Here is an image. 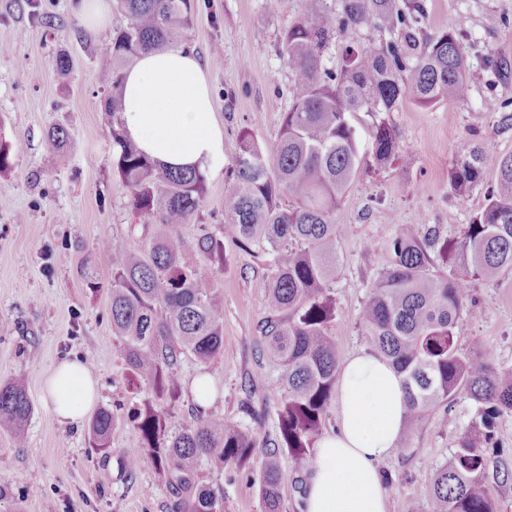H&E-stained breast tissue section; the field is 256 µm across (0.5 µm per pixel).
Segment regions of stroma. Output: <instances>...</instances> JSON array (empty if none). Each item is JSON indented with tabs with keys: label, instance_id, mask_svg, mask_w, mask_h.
<instances>
[{
	"label": "stroma",
	"instance_id": "35a3bbf8",
	"mask_svg": "<svg viewBox=\"0 0 512 512\" xmlns=\"http://www.w3.org/2000/svg\"><path fill=\"white\" fill-rule=\"evenodd\" d=\"M428 32L462 30L473 46L471 92L461 101L421 107L406 101L390 113L405 167L377 165L362 173L336 210L339 241L337 315L330 327L340 358L369 351L361 310L385 268L387 238L420 224L439 225L454 239L485 204L483 189L453 197L448 181L455 139L478 131L487 146L512 153V130L499 128L495 106L512 104V77L493 76L488 55L512 61V0H423ZM74 0H0V144L11 167L0 172V382L22 378L34 413L27 441L16 447L0 432V487L9 492L0 512H171L173 501L161 475L146 467L130 476L125 451L138 447V433L124 420L127 371L115 353L108 282L119 239L129 249L144 245L131 225L129 194L112 169V115L106 112L96 53L111 32L88 33L73 12ZM189 49L199 56L213 87L216 117L224 127V158L232 160L240 129L273 150L291 96L288 70L277 52L282 31L295 21L302 0L269 14L264 0H193ZM68 53L71 68L60 74L55 59ZM69 133V162L59 166L46 133ZM224 178L208 176L204 207L181 233L194 238L223 223ZM223 268L214 270L224 300V354L201 364L183 360V393L176 421L188 420L196 376L208 374L210 409L241 421V404L267 408L264 432L274 433L281 392L246 394V378L271 371L258 363V327L268 314L265 292L273 270L263 259L225 242ZM476 304L461 317L458 344L479 345L501 368H512V271L474 288ZM88 361L99 382V406L118 419L108 455L87 446V425L58 423L45 398V384L63 360ZM480 406L459 393L447 410L432 412L425 426L402 430L387 474L386 512H427L434 468L456 436L478 420ZM496 449L487 451L486 484L498 512H512V413L497 421ZM265 448H257L241 474L206 466L203 483L224 489V512H262L259 485Z\"/></svg>",
	"mask_w": 512,
	"mask_h": 512
}]
</instances>
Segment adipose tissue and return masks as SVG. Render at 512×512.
Returning a JSON list of instances; mask_svg holds the SVG:
<instances>
[{
    "label": "adipose tissue",
    "mask_w": 512,
    "mask_h": 512,
    "mask_svg": "<svg viewBox=\"0 0 512 512\" xmlns=\"http://www.w3.org/2000/svg\"><path fill=\"white\" fill-rule=\"evenodd\" d=\"M126 136L168 167L219 174L224 130L209 79L195 52L170 48L139 57L124 73ZM60 424H79L98 399V382L80 361L60 363L46 385ZM337 433L322 437L304 494V512H386L380 466L395 451L407 406L400 377L380 356L345 359L338 379Z\"/></svg>",
    "instance_id": "obj_1"
}]
</instances>
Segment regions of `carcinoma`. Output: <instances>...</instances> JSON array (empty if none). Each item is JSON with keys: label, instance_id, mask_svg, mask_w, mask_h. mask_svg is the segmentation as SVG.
<instances>
[{"label": "carcinoma", "instance_id": "carcinoma-1", "mask_svg": "<svg viewBox=\"0 0 512 512\" xmlns=\"http://www.w3.org/2000/svg\"><path fill=\"white\" fill-rule=\"evenodd\" d=\"M341 2L336 11L327 0H306L281 33L278 55L288 68L292 103L282 117L274 158L268 159L251 133L238 132L224 179V223L194 241L179 226L203 207L206 175L150 161L120 121L125 67L143 53L188 45L192 0L114 2L126 24L100 47L97 68L101 85L110 89L105 107L112 113V167L146 235L141 252L112 240L118 253L109 283L112 332L136 382L127 421L140 437L122 465L128 474L143 466L157 470L174 497L172 512H224V488L200 484V470L218 462L244 471L258 447L249 426L198 404L186 423L154 406L156 399L179 400L175 370L183 357L206 364L224 353V303L198 259L224 262L229 238L244 251L258 249L274 269L256 356L273 365V384L284 399L259 495L263 512H282L278 455L287 452L296 472L308 466L336 389L339 354L329 334L336 319L342 233L336 208L363 164L360 114L370 118L374 161L391 166L403 157L390 113L406 100L430 106L469 95L467 39L458 29L427 32L420 0ZM366 25L383 37L348 46L338 65H327L336 35ZM489 170L497 175L496 185L459 237L443 239L429 224L389 237V263L362 310L372 351L402 377L407 423L418 426L431 412L448 410L461 390L481 404L479 420L434 469L430 512H498L484 484L485 450L496 444V420L512 412V369L495 367L477 345L462 351L456 328L470 310L475 283L512 269V154L491 151L476 133L458 137L448 171L453 194L470 195ZM438 261L449 271L438 270ZM32 413L22 379L0 383V430L18 445ZM115 425L112 411L101 408L89 427L93 452L109 451Z\"/></svg>", "mask_w": 512, "mask_h": 512}]
</instances>
